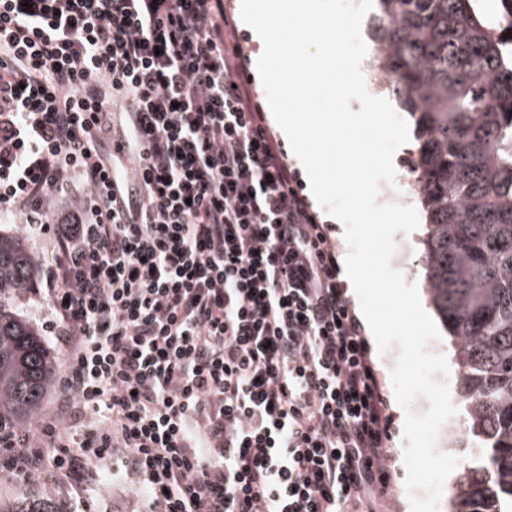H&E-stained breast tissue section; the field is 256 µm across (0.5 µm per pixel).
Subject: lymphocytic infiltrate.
Returning <instances> with one entry per match:
<instances>
[{"instance_id": "obj_1", "label": "lymphocytic infiltrate", "mask_w": 512, "mask_h": 512, "mask_svg": "<svg viewBox=\"0 0 512 512\" xmlns=\"http://www.w3.org/2000/svg\"><path fill=\"white\" fill-rule=\"evenodd\" d=\"M234 32L224 0H0V216L36 235L82 196L42 290L63 395L0 465L79 489L122 472L142 512H377L365 329Z\"/></svg>"}]
</instances>
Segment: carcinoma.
I'll use <instances>...</instances> for the list:
<instances>
[{
  "label": "carcinoma",
  "instance_id": "1",
  "mask_svg": "<svg viewBox=\"0 0 512 512\" xmlns=\"http://www.w3.org/2000/svg\"><path fill=\"white\" fill-rule=\"evenodd\" d=\"M374 74L390 73L419 141L425 289L456 344L460 396L479 447L456 486L461 512H512V50L472 0H378ZM36 260L0 233V296ZM52 381V354L0 302V423H26Z\"/></svg>",
  "mask_w": 512,
  "mask_h": 512
}]
</instances>
